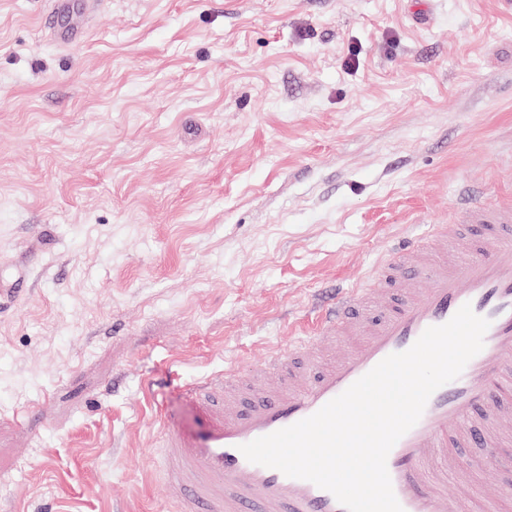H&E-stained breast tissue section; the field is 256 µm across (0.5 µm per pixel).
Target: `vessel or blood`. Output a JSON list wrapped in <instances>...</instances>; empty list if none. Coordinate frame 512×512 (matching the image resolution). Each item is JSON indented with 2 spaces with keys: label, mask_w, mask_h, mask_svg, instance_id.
Here are the masks:
<instances>
[{
  "label": "vessel or blood",
  "mask_w": 512,
  "mask_h": 512,
  "mask_svg": "<svg viewBox=\"0 0 512 512\" xmlns=\"http://www.w3.org/2000/svg\"><path fill=\"white\" fill-rule=\"evenodd\" d=\"M89 3L49 0L44 29L64 44L81 41L83 31L66 20ZM461 230L468 234L470 254L457 259L448 245ZM374 277L380 287L337 289L300 323L294 345L249 377L227 369L186 386L202 425L187 431L167 419L161 437L163 473L177 512H346L313 483L249 462L241 445L313 415L385 357L409 349L425 329L448 322L468 304L490 321L482 351L433 393L387 458L403 512H463V497L445 489L453 473L448 450L499 447L477 412L496 403L499 386L512 377V201L495 202L464 187L454 223L434 224L405 239L383 256ZM373 298L378 306L371 319L366 305ZM349 332L362 337L355 352L328 366L297 365L303 353Z\"/></svg>",
  "instance_id": "obj_1"
}]
</instances>
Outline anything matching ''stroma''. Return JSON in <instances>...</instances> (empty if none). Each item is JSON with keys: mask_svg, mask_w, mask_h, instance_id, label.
Here are the masks:
<instances>
[{"mask_svg": "<svg viewBox=\"0 0 512 512\" xmlns=\"http://www.w3.org/2000/svg\"><path fill=\"white\" fill-rule=\"evenodd\" d=\"M0 0V512H174L161 417L324 289L512 195V0ZM32 408L26 422L16 412ZM447 489L512 512L491 448ZM91 1L94 0H50L48 15L42 20L43 28L61 43L72 44L81 41L84 32L67 25L66 19L83 12Z\"/></svg>", "mask_w": 512, "mask_h": 512, "instance_id": "obj_1", "label": "stroma"}]
</instances>
